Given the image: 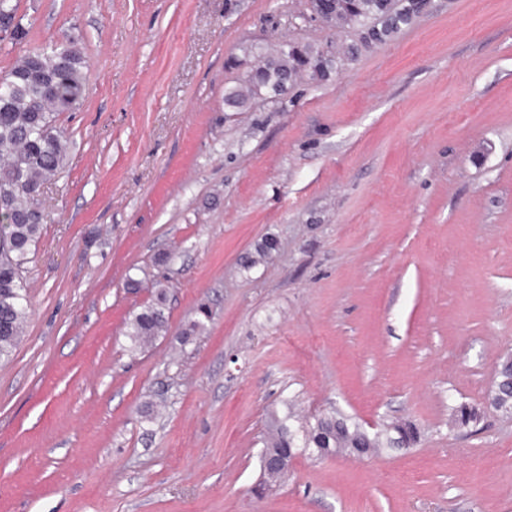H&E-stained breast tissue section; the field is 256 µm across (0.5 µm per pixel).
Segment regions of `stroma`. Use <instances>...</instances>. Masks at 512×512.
Returning <instances> with one entry per match:
<instances>
[{"instance_id": "35a3bbf8", "label": "stroma", "mask_w": 512, "mask_h": 512, "mask_svg": "<svg viewBox=\"0 0 512 512\" xmlns=\"http://www.w3.org/2000/svg\"><path fill=\"white\" fill-rule=\"evenodd\" d=\"M18 5L0 72L69 41L90 68L0 362V512H512V418L448 427L512 355V0H432L328 82L239 110L244 48L336 39L303 0ZM157 282L168 332L131 351ZM273 410L421 440L297 455L259 497Z\"/></svg>"}]
</instances>
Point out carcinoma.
Returning <instances> with one entry per match:
<instances>
[{"label": "carcinoma", "mask_w": 512, "mask_h": 512, "mask_svg": "<svg viewBox=\"0 0 512 512\" xmlns=\"http://www.w3.org/2000/svg\"><path fill=\"white\" fill-rule=\"evenodd\" d=\"M427 0H338L336 27L347 34L340 43L290 44L270 55L251 49L257 58L246 77L227 89L228 101L242 106L256 97L279 98L304 76L323 83L357 60L364 52L394 39L426 13ZM89 70L88 61L73 44L33 50L20 57L11 69L0 74V360L11 356L22 336L29 313L23 272L31 247L38 240L46 215L38 206L42 188L65 170L66 131L57 123L64 112L80 104ZM165 294L145 306L129 322L127 336L135 347L153 343L164 330ZM496 377L501 390L491 395L489 406L512 417V358L498 365ZM485 410L469 403L453 409L452 424L474 427ZM291 415L270 414L263 434V451L288 450L318 458L354 448L370 452L400 442L413 446L420 431L411 421H396L374 432L344 417L320 415L297 426Z\"/></svg>", "instance_id": "cac0c4a2"}]
</instances>
